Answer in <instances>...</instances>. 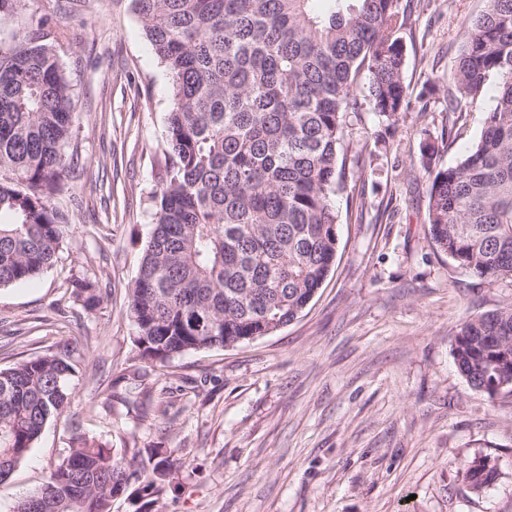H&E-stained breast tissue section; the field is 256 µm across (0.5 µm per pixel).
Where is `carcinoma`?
Here are the masks:
<instances>
[{
	"label": "carcinoma",
	"mask_w": 512,
	"mask_h": 512,
	"mask_svg": "<svg viewBox=\"0 0 512 512\" xmlns=\"http://www.w3.org/2000/svg\"><path fill=\"white\" fill-rule=\"evenodd\" d=\"M172 78L167 151L154 229L128 290L138 356L162 365L188 352L270 336L308 307L336 261L333 194L349 114L368 107L397 123L408 107L401 0H133ZM47 19L12 35L0 54V288L30 282L56 261L67 224L52 204L60 170L78 163L73 89ZM496 80L478 141L439 168L424 139L426 224L437 248L483 279L512 275V0H485L467 26L443 91L448 111L476 104ZM86 311L99 281H72ZM76 349L63 346L0 368V475L11 477L47 422L73 405ZM458 372L497 396L512 377V305L460 324ZM147 468L78 435L35 497L45 512H111L128 493L135 512H160L181 464L156 448ZM476 493L499 478L474 458Z\"/></svg>",
	"instance_id": "cac0c4a2"
}]
</instances>
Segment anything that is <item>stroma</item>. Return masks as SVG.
I'll return each mask as SVG.
<instances>
[{"label": "stroma", "instance_id": "1", "mask_svg": "<svg viewBox=\"0 0 512 512\" xmlns=\"http://www.w3.org/2000/svg\"><path fill=\"white\" fill-rule=\"evenodd\" d=\"M401 6L410 107L392 131L367 110L351 119L330 276L274 335L161 366L135 351L127 290L154 223L171 76L133 0H22L0 15L1 48L42 17L66 32L57 53L80 157L54 200L70 226L57 261L0 288V367L70 338L81 352L71 411L0 483V512L45 483L77 431L119 457L176 450L166 512H512V397L473 389L451 347L464 320L512 304V276L474 277L436 249L419 165L422 141L450 127L458 135L440 139L436 164L454 165L494 104L491 87L466 112L427 92L454 67L484 0ZM86 274L104 291L94 313L70 297ZM485 454L500 476L478 494L462 472Z\"/></svg>", "mask_w": 512, "mask_h": 512}]
</instances>
